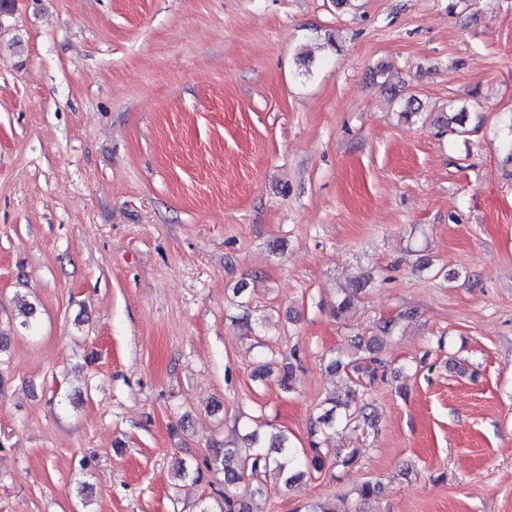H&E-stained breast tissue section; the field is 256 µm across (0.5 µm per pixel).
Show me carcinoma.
Listing matches in <instances>:
<instances>
[{"label": "carcinoma", "instance_id": "cac0c4a2", "mask_svg": "<svg viewBox=\"0 0 512 512\" xmlns=\"http://www.w3.org/2000/svg\"><path fill=\"white\" fill-rule=\"evenodd\" d=\"M366 356L348 362L331 360L330 367L346 375V399H326L328 408L318 418L322 427L312 435L330 436L350 426L355 413L368 417L367 406H357L356 398L364 381L376 379L378 369L384 366L380 358L381 343L375 336L364 344ZM242 446H229L226 442L213 445L212 452L204 466H191L176 460L177 476L183 481L199 483L206 474H223L224 493L215 501L216 507H204L199 512H253V499L262 496L261 477L274 474L288 486L306 474H320L327 462L320 448V441L312 439L309 447L294 446L288 434L278 431L262 437L252 432L244 438Z\"/></svg>", "mask_w": 512, "mask_h": 512}]
</instances>
